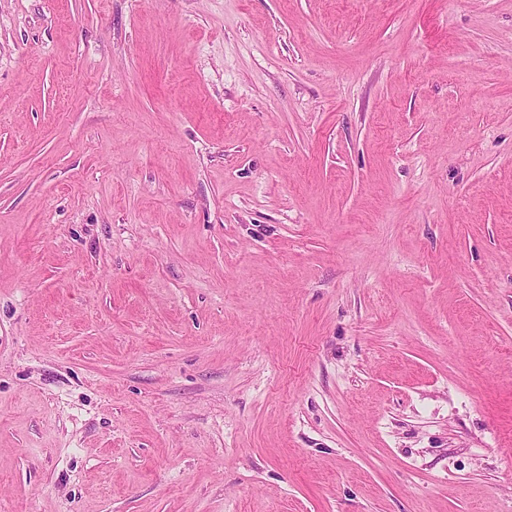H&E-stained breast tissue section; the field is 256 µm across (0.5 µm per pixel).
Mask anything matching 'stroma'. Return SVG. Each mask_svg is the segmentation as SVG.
Instances as JSON below:
<instances>
[{
  "mask_svg": "<svg viewBox=\"0 0 512 512\" xmlns=\"http://www.w3.org/2000/svg\"><path fill=\"white\" fill-rule=\"evenodd\" d=\"M0 512H512V0H0Z\"/></svg>",
  "mask_w": 512,
  "mask_h": 512,
  "instance_id": "1",
  "label": "stroma"
}]
</instances>
